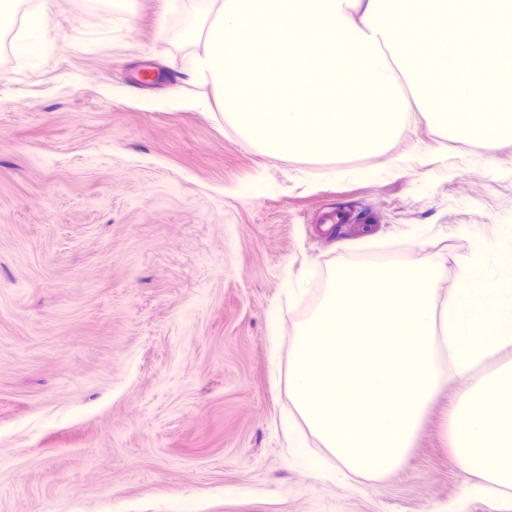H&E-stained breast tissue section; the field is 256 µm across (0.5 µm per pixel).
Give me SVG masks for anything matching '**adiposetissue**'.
Listing matches in <instances>:
<instances>
[{
    "mask_svg": "<svg viewBox=\"0 0 512 512\" xmlns=\"http://www.w3.org/2000/svg\"><path fill=\"white\" fill-rule=\"evenodd\" d=\"M11 0H0V29L17 26L12 39L13 54L31 73L41 72L45 62L44 35L51 24L49 0H31L22 22H15Z\"/></svg>",
    "mask_w": 512,
    "mask_h": 512,
    "instance_id": "obj_1",
    "label": "adipose tissue"
}]
</instances>
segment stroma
<instances>
[{
  "instance_id": "1",
  "label": "stroma",
  "mask_w": 512,
  "mask_h": 512,
  "mask_svg": "<svg viewBox=\"0 0 512 512\" xmlns=\"http://www.w3.org/2000/svg\"><path fill=\"white\" fill-rule=\"evenodd\" d=\"M50 11L39 74L0 33V512H512L462 491L464 382L388 477L301 464L279 427L289 282L368 250L512 241V141L489 155L418 115L381 153H264L165 34L163 0L126 26L87 0Z\"/></svg>"
}]
</instances>
